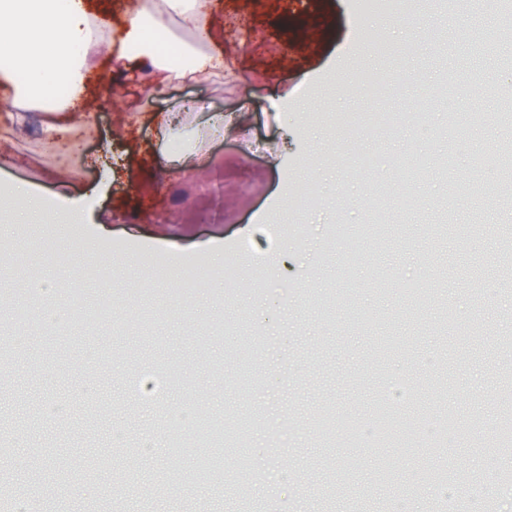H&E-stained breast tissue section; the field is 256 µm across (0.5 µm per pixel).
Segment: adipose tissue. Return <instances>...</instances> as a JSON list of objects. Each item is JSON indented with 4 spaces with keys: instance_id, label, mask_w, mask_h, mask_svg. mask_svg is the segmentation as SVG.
I'll return each mask as SVG.
<instances>
[{
    "instance_id": "adipose-tissue-1",
    "label": "adipose tissue",
    "mask_w": 512,
    "mask_h": 512,
    "mask_svg": "<svg viewBox=\"0 0 512 512\" xmlns=\"http://www.w3.org/2000/svg\"><path fill=\"white\" fill-rule=\"evenodd\" d=\"M172 19L191 38V76L221 74L224 36L212 24L211 0H137L119 31L109 37L84 0H0V93L16 102H53L47 136H77L88 125L82 113L87 109L85 77L92 48L149 61L156 89L180 79V72L165 62L158 44L147 36L151 29L166 31Z\"/></svg>"
}]
</instances>
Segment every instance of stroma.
I'll return each instance as SVG.
<instances>
[{"label":"stroma","mask_w":512,"mask_h":512,"mask_svg":"<svg viewBox=\"0 0 512 512\" xmlns=\"http://www.w3.org/2000/svg\"><path fill=\"white\" fill-rule=\"evenodd\" d=\"M224 72L151 87L122 61L99 54L91 75L94 119L80 153L59 169L42 148V105L20 103L14 136L0 140V208L19 190L43 199L47 224H19L0 259L19 253L12 302L0 308V351L14 356V383L0 388V483L47 512L42 483L57 485L68 512L89 502L117 512H433L432 465L486 484L484 503L448 482L465 512H500L496 484L512 457L489 444L512 421V254L499 228L511 208L473 199L456 224L479 217L481 237L431 235L447 212L449 184L499 179L494 146L505 133L485 93L512 37L498 0H428L398 19L397 0L359 16L352 0H222ZM462 131L448 138V109ZM185 115L168 141L156 115ZM224 118V137H206ZM264 140L265 154L250 151ZM194 151L207 170L181 158ZM453 156V181L426 172L414 192L426 209L387 208L383 240L365 234L371 185L403 182L410 163ZM144 194H134L137 186ZM81 201L86 220L59 222ZM252 244L236 251L239 241ZM69 262L72 277L30 293L32 278ZM453 275L454 324L442 304L409 308L374 288L376 268L404 285L426 265ZM402 345L385 365L388 337ZM159 373L157 396L131 394L126 373ZM398 375L415 397L409 412L448 415L457 429L442 448L426 432L392 448L381 477L372 420L384 383ZM224 417V445L249 421L241 456L200 471L202 444L172 448L176 413ZM331 413L330 438L309 430ZM123 486L112 472L144 439ZM345 467L353 496L326 495Z\"/></svg>","instance_id":"35a3bbf8"}]
</instances>
